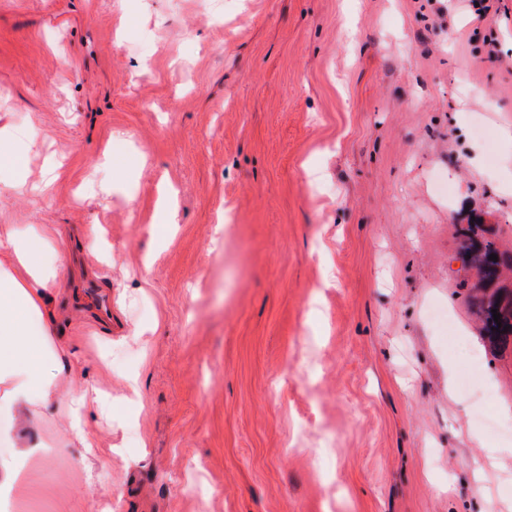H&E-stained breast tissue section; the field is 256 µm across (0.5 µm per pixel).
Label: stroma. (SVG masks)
Returning a JSON list of instances; mask_svg holds the SVG:
<instances>
[{"instance_id":"35a3bbf8","label":"stroma","mask_w":512,"mask_h":512,"mask_svg":"<svg viewBox=\"0 0 512 512\" xmlns=\"http://www.w3.org/2000/svg\"><path fill=\"white\" fill-rule=\"evenodd\" d=\"M493 5L0 0V128L53 180L0 225L56 226L68 385L112 398L95 453L39 419L14 512H512V347L456 259L475 220L512 251ZM158 213V237L164 238L166 233L170 230L173 224H177V207L171 200L170 195L163 191L161 192L157 202Z\"/></svg>"}]
</instances>
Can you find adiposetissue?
<instances>
[{"mask_svg":"<svg viewBox=\"0 0 512 512\" xmlns=\"http://www.w3.org/2000/svg\"><path fill=\"white\" fill-rule=\"evenodd\" d=\"M64 264L50 225L30 234L0 230V438L17 447L0 458L1 499L24 480L27 462L47 453V443L28 423L31 414L58 399L60 376L78 373L55 334L51 306ZM67 400L63 425L83 447L95 448L90 417L111 397L75 391Z\"/></svg>","mask_w":512,"mask_h":512,"instance_id":"1","label":"adipose tissue"}]
</instances>
